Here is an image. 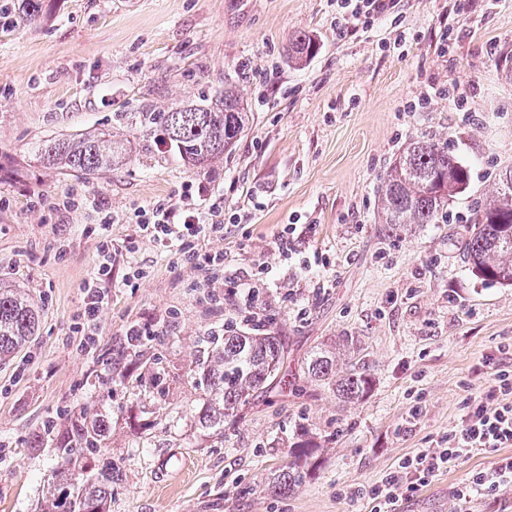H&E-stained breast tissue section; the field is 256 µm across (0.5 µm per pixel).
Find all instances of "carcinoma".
Here are the masks:
<instances>
[{
    "label": "carcinoma",
    "instance_id": "1",
    "mask_svg": "<svg viewBox=\"0 0 512 512\" xmlns=\"http://www.w3.org/2000/svg\"><path fill=\"white\" fill-rule=\"evenodd\" d=\"M317 50L316 41L306 33L298 32L288 41L292 60H306ZM248 122L244 100L232 85L195 103H177L164 110L142 104L134 112L112 113V129L138 135L141 151L150 153L162 147L199 169L224 158ZM128 144L111 132L86 133L48 139L38 146L37 155L50 168L89 179L125 165L130 156ZM470 184V168L448 151V143L429 137L414 139L381 178L380 223L405 230L437 224L449 203ZM466 223L473 228L460 247L464 263L484 281L512 285V167L499 173L491 197L470 208ZM40 320V309L29 298L0 289V362L36 336ZM339 349L337 343L316 348L303 372L308 381L327 385L340 400L352 403L367 392L371 378L364 372L340 370ZM285 354L282 337L264 330L252 333L226 328L222 334L203 337L193 369L205 390L199 426L224 433V421L237 416L254 393L278 378ZM106 430L105 420H94L93 430H80L68 451L75 447L97 451L98 437ZM313 455L314 449L303 444L290 449L288 464L270 482L271 492L285 495L298 487L313 471ZM56 478L59 484L76 488V494L62 490L53 495L48 512H107L115 482L112 462L102 463L89 478L69 466L59 469Z\"/></svg>",
    "mask_w": 512,
    "mask_h": 512
}]
</instances>
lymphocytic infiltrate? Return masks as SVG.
I'll return each instance as SVG.
<instances>
[{
  "label": "lymphocytic infiltrate",
  "mask_w": 512,
  "mask_h": 512,
  "mask_svg": "<svg viewBox=\"0 0 512 512\" xmlns=\"http://www.w3.org/2000/svg\"><path fill=\"white\" fill-rule=\"evenodd\" d=\"M223 210L224 200L220 197L193 210L163 200L139 210L136 218L160 247L179 244L183 257L217 270L224 265L223 253H202L197 245L223 237L224 225L216 219ZM111 248V239L101 241L100 262L84 285V308L76 330L88 347L96 342L98 312L105 300L97 283L112 275ZM511 447L512 369L498 368L485 390L469 401L460 426L441 436L435 447L402 458L372 488L370 512H403L404 503L439 474L454 470L477 452ZM507 488H512V456L499 459L490 468L474 471L466 483L455 489L457 512H468L467 505L475 494L494 496Z\"/></svg>",
  "instance_id": "lymphocytic-infiltrate-1"
}]
</instances>
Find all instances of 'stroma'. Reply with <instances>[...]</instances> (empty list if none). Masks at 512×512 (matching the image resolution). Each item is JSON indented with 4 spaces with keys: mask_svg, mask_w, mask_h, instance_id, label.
Returning <instances> with one entry per match:
<instances>
[{
    "mask_svg": "<svg viewBox=\"0 0 512 512\" xmlns=\"http://www.w3.org/2000/svg\"><path fill=\"white\" fill-rule=\"evenodd\" d=\"M394 2L364 23L340 0H53L32 23L19 0H0V288L43 309L36 336L0 365V512H43L63 462L88 472L101 459L118 474L109 512H369L384 474L460 425L512 362V286L463 263L467 225L378 222L380 179L411 139L439 137L470 167L460 215L512 166V0ZM300 31L319 51L296 64L286 50ZM227 83L251 118L210 170L136 153L88 180L36 156L142 101L165 107ZM201 184L224 199V237L205 245L223 252L220 275L159 247L134 217L159 200L199 206ZM104 212L112 279L87 352L73 328ZM285 224L298 232L289 257L275 248ZM136 268L144 278L128 279ZM133 324L154 337L129 344ZM256 325L288 345L281 385L208 434L198 340ZM345 336L369 393L346 403L310 383L292 396L309 352ZM101 415L99 456L65 458L73 424ZM301 441L314 471L273 496L269 478ZM504 454L470 457L403 512H454L455 488ZM167 455L186 467L164 481Z\"/></svg>",
    "mask_w": 512,
    "mask_h": 512,
    "instance_id": "stroma-1",
    "label": "stroma"
}]
</instances>
